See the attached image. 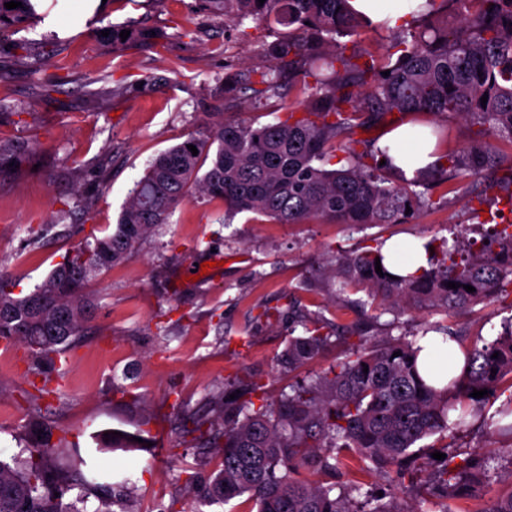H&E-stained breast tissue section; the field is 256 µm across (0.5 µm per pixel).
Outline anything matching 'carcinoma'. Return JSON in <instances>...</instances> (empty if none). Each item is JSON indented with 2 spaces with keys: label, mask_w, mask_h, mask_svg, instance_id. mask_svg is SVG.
<instances>
[{
  "label": "carcinoma",
  "mask_w": 512,
  "mask_h": 512,
  "mask_svg": "<svg viewBox=\"0 0 512 512\" xmlns=\"http://www.w3.org/2000/svg\"><path fill=\"white\" fill-rule=\"evenodd\" d=\"M7 2L0 0V42L11 38L15 25L38 17L33 0H20L22 6L15 9L5 8ZM201 2L238 29L251 21L277 25L265 47L282 68L239 74L236 82L252 92L256 103L268 106L280 98L288 79L305 95L302 112L291 111L260 127L235 120L206 123L203 131L149 162L112 233L66 253L29 291L16 290L17 279L0 274V341L26 345L42 377V393H49L58 360L91 318V303L78 295L79 287L123 261L143 237L162 232L174 209L193 193L224 201L232 214L252 212L277 224L321 217L355 227L397 221L406 206L425 203L433 182L454 181L464 189L473 178L500 173L501 180L512 183V159L484 140L492 134L512 143V0H429L431 11L419 20L451 2L459 26L448 27L445 17L393 33V62L357 49L363 22L348 0ZM124 29L130 35L123 41ZM146 36L136 25L112 27L114 44L135 45ZM390 112L436 120L458 116L477 126L476 140L448 150V132L434 125L438 161L395 184L388 178L393 167L380 164L385 152L369 143L359 152L351 139L364 120ZM339 151L350 160L346 168L335 167ZM499 217L484 220L494 229L488 243L475 249L460 231L453 249L448 240L440 241L432 248L429 268L405 277L394 279L385 267L376 272L378 247L335 252L327 263L339 291L366 287L382 307L448 314L491 300L504 302L512 299V224L494 223ZM450 282L458 288L447 287ZM466 285L475 291H466ZM351 337L355 341L346 359L288 384L275 403L268 402L266 385L252 381L233 400L212 395L206 414L177 404L183 437L205 457L218 460V469L194 488L202 503L227 504L247 494L257 512H407L370 492L355 498L334 481L336 472L353 458L367 469L418 482L421 442L448 431L451 409L458 411V426L471 417L485 425L500 422L512 433V422L505 423L512 417V397L485 414L489 397L512 388V326L467 350L470 370L442 390L426 385L418 374L416 335L379 343L356 329ZM330 338L331 332L318 329L292 337L282 355L288 371L317 360ZM398 351L401 355L393 356ZM475 389L488 395L470 396ZM30 430L28 456L0 458V512H65L63 500L74 490L81 497L94 496L96 512H114L115 506L133 512L128 506L133 492L126 483L95 481L68 442L53 438L49 422L37 420ZM442 453L446 458L429 479L432 494L447 500L474 496L495 457L446 446ZM314 474L328 480L314 481ZM508 483L511 489L481 512H512V471Z\"/></svg>",
  "instance_id": "cac0c4a2"
}]
</instances>
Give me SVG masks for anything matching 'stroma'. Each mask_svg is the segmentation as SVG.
Here are the masks:
<instances>
[{
  "label": "stroma",
  "instance_id": "obj_1",
  "mask_svg": "<svg viewBox=\"0 0 512 512\" xmlns=\"http://www.w3.org/2000/svg\"><path fill=\"white\" fill-rule=\"evenodd\" d=\"M57 9L56 26L24 22L14 33L15 40L54 41L56 57L33 66L12 42L0 45V99L8 105L0 112V141L21 156L18 169L0 175V273L16 276L23 289L40 284L89 234H109L149 161L200 131L211 114L257 126L272 120L255 108L249 90L238 89L230 100L223 95L226 75L272 66L264 51L268 27L241 38L200 0H106L101 17L89 19L64 0ZM129 21L160 31V38L126 48L102 36L105 26ZM55 75L64 77L63 86L40 97L39 80ZM120 82L127 92L112 96ZM429 195L431 208L353 229L320 219L275 224L248 212L224 224L222 202L185 199L163 234L142 239L121 264L88 283L93 318L53 375L56 393L32 388L33 360L23 343H0L8 365L0 371V455L29 447L28 426L41 417L87 461L120 467L138 512H199L186 482L206 472L180 434L176 402L204 412L210 394L231 395L252 380L278 399L292 379L280 358L289 338L303 333L298 317L339 335L312 363L315 371L349 354L342 338L359 323L378 339L416 333L427 319L460 331L466 348L479 337L494 340L512 324L503 302L451 316L389 311L366 323L363 315L373 312L368 290L342 301L336 296L327 251H362L394 237L437 242L458 225L481 239L486 227L474 210L499 209L507 190L479 180L466 192L447 183ZM46 224L54 233L37 239ZM115 429L140 433L145 447H109L105 435ZM441 442L495 450L477 497L447 501L353 465L339 478L377 488L416 512H483L507 489L512 437L473 420L443 433Z\"/></svg>",
  "mask_w": 512,
  "mask_h": 512
}]
</instances>
